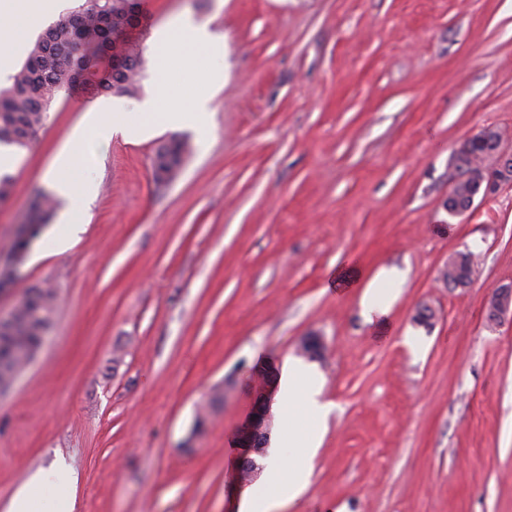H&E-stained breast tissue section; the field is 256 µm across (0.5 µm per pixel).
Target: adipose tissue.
I'll return each instance as SVG.
<instances>
[{"label":"adipose tissue","instance_id":"adipose-tissue-1","mask_svg":"<svg viewBox=\"0 0 512 512\" xmlns=\"http://www.w3.org/2000/svg\"><path fill=\"white\" fill-rule=\"evenodd\" d=\"M58 0H0V78L13 72L15 48L23 46L43 17L56 13ZM279 397L284 411L305 418L304 428L281 435V450L264 476V497L245 496L240 512H278L285 501L295 499L310 482L313 459L323 436L322 426L331 407L320 400V390L299 364L288 367L280 380ZM75 479L63 465L38 470L0 507V512H36L50 502L54 512H74Z\"/></svg>","mask_w":512,"mask_h":512}]
</instances>
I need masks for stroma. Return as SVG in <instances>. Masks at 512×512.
I'll use <instances>...</instances> for the list:
<instances>
[{
  "label": "stroma",
  "mask_w": 512,
  "mask_h": 512,
  "mask_svg": "<svg viewBox=\"0 0 512 512\" xmlns=\"http://www.w3.org/2000/svg\"><path fill=\"white\" fill-rule=\"evenodd\" d=\"M142 4L144 39L184 19L223 36L209 133L158 118L114 134L77 166L83 231L59 250L54 214L0 293V315L30 287L58 295L0 395V505L62 462L74 512H238L262 493L238 481L250 376L302 361L333 410L282 512H512V325L484 319L512 285V185L461 216L445 206L461 142L494 126L512 148V0ZM90 101L59 95L17 150L0 247ZM173 137L190 151L160 185L152 158ZM458 251L474 275L451 289ZM385 268L403 278L366 316ZM312 333L325 351L308 361Z\"/></svg>",
  "instance_id": "stroma-1"
}]
</instances>
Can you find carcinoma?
Returning a JSON list of instances; mask_svg holds the SVG:
<instances>
[{"label": "carcinoma", "mask_w": 512, "mask_h": 512, "mask_svg": "<svg viewBox=\"0 0 512 512\" xmlns=\"http://www.w3.org/2000/svg\"><path fill=\"white\" fill-rule=\"evenodd\" d=\"M130 0H102L94 15L76 18L78 10L61 15L36 39L26 60L8 77L9 85L0 87V145L27 148L43 126L52 103L62 92L75 91L96 96L114 94L135 97L147 67L143 48L112 45V30L129 22ZM79 45L80 57L72 66L61 63L69 47ZM188 144L171 139L155 150L153 177L172 180L180 171ZM57 198L39 191L24 216L30 226L49 223ZM472 260L448 266L446 282L471 281ZM57 309V293L39 286L27 290L15 315V328L0 334V384L19 370L27 356L40 348L52 326Z\"/></svg>", "instance_id": "obj_1"}]
</instances>
